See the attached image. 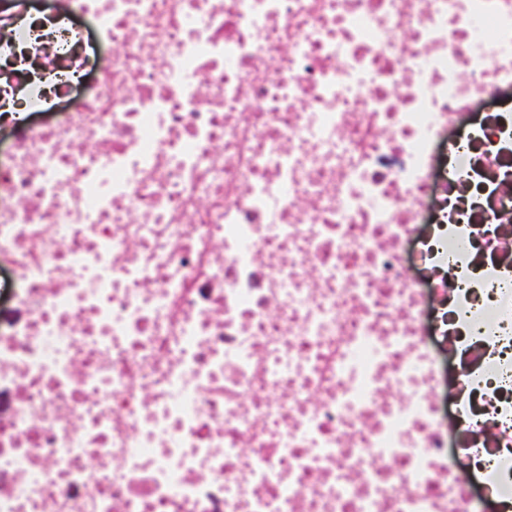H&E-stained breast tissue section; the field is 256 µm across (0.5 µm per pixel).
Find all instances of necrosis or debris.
Returning <instances> with one entry per match:
<instances>
[{
	"label": "necrosis or debris",
	"mask_w": 512,
	"mask_h": 512,
	"mask_svg": "<svg viewBox=\"0 0 512 512\" xmlns=\"http://www.w3.org/2000/svg\"><path fill=\"white\" fill-rule=\"evenodd\" d=\"M512 0L0 8V512H512Z\"/></svg>",
	"instance_id": "4bbe7bcc"
}]
</instances>
